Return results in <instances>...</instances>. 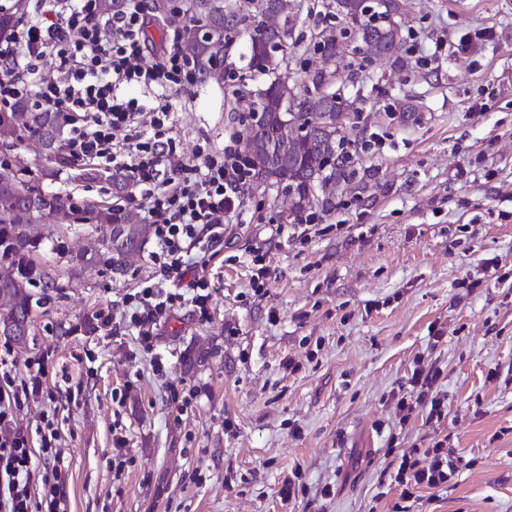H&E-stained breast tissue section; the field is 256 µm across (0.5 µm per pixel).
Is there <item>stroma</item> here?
<instances>
[{"mask_svg":"<svg viewBox=\"0 0 512 512\" xmlns=\"http://www.w3.org/2000/svg\"><path fill=\"white\" fill-rule=\"evenodd\" d=\"M409 4L411 68L381 60L362 71L350 54L335 64L361 97L358 161L384 174L373 202L346 194L313 225L285 224L286 199L247 182L203 272L207 318L180 307L150 351L135 331L100 325L155 277L154 245L120 271L74 275L68 255L100 249L102 233L53 223L46 257L60 287L12 355L21 380L42 361L43 392L17 424L32 435L56 412L69 512H392L397 454L446 434L466 466L410 512H512V0ZM484 29L493 40L480 39ZM248 71L241 35L223 83L176 97L184 159L247 134L236 91ZM410 97L416 122L401 117ZM70 174L51 186L78 208L139 206L135 187ZM195 343L208 355L187 372ZM419 361L440 371L448 416L403 426L396 403ZM175 390L191 394L180 412ZM296 470L309 493L281 501ZM327 484L334 496L315 497Z\"/></svg>","mask_w":512,"mask_h":512,"instance_id":"obj_1","label":"stroma"}]
</instances>
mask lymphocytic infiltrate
Returning a JSON list of instances; mask_svg holds the SVG:
<instances>
[{
	"label": "lymphocytic infiltrate",
	"instance_id": "lymphocytic-infiltrate-1",
	"mask_svg": "<svg viewBox=\"0 0 512 512\" xmlns=\"http://www.w3.org/2000/svg\"><path fill=\"white\" fill-rule=\"evenodd\" d=\"M142 4L124 0L121 10L104 15L97 0H34L13 37L0 41V112L23 99L34 111L61 113L68 155L111 163L140 187L141 206L153 227L157 280L126 298L124 323L149 351L163 322L183 302L207 314L206 286L188 274L215 256L249 174L232 142L220 151L197 147L190 164L178 159L173 100L194 87L198 77L178 46L176 31L162 30L159 45H151L149 32L156 23ZM149 49L155 62L145 58ZM47 64L55 78L45 75ZM142 86L150 88V96H130L131 88ZM118 130L126 133L121 145L113 141ZM14 367L10 352H1L0 512H68L69 467L57 448L55 421L42 416L40 448L32 450L16 417L37 394L39 381L15 383ZM439 377V371L414 368L398 402L401 422L423 411L447 416ZM457 471L458 459L444 436L402 454L395 478L402 503L394 512H409L408 502L422 490L447 488Z\"/></svg>",
	"mask_w": 512,
	"mask_h": 512
}]
</instances>
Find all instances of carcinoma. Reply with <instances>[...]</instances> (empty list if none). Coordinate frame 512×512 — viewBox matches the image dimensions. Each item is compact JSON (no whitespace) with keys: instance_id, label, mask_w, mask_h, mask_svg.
<instances>
[{"instance_id":"cac0c4a2","label":"carcinoma","mask_w":512,"mask_h":512,"mask_svg":"<svg viewBox=\"0 0 512 512\" xmlns=\"http://www.w3.org/2000/svg\"><path fill=\"white\" fill-rule=\"evenodd\" d=\"M26 0L0 7V37L13 34L15 15ZM322 27L311 34L310 43L319 47L325 58L341 57L349 51L347 39L359 45V67L368 69L380 58L404 69L409 60L404 49L408 13L407 0H377L381 22L367 18L366 0H317ZM150 16L162 28L177 31L180 48L193 64L199 81H224V55L240 34L248 36L250 72L266 77L249 104V135L240 145V154L253 177L288 196L286 223L301 224L316 210L335 207L331 184H345L358 192L356 199L368 203L367 186L377 180L378 171L356 166L346 137L350 115L357 112L358 97L331 91L336 85L333 72L314 70L290 80L288 50L300 42L295 36L296 19L287 0H151ZM345 22L341 27L335 21ZM26 103H15L9 116L0 115V142L19 141L27 132L44 142L45 122L36 112L25 111ZM53 124L57 158L43 156L42 177L54 180L59 166H68L75 177L97 180L100 169L78 165L65 156L61 137L62 117ZM306 129L302 135H285V130ZM75 215V221L101 224L104 252H80L69 259L71 270L103 264L123 267L140 254L150 234V225L141 224L135 215L121 207L91 206L82 215L66 205L63 196L36 185L29 171L0 162V295L9 294L13 315L32 318L33 288H56L50 267L36 262L45 236L33 238L29 224H46L61 210ZM124 224L127 236L122 249L128 258L109 259L112 252V226Z\"/></svg>"}]
</instances>
